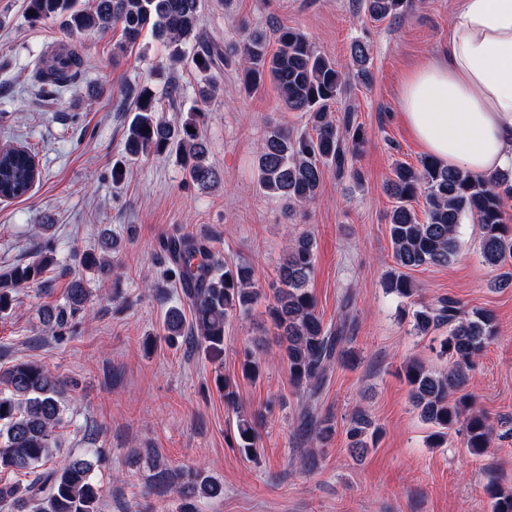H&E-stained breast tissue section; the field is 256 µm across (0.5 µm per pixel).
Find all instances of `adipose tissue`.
<instances>
[{"label": "adipose tissue", "mask_w": 512, "mask_h": 512, "mask_svg": "<svg viewBox=\"0 0 512 512\" xmlns=\"http://www.w3.org/2000/svg\"><path fill=\"white\" fill-rule=\"evenodd\" d=\"M400 105L440 163L483 175L512 170V0H462L445 59L406 75Z\"/></svg>", "instance_id": "adipose-tissue-1"}]
</instances>
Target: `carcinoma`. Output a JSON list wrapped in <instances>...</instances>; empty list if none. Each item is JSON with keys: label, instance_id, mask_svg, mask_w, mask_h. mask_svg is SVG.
<instances>
[{"label": "carcinoma", "instance_id": "carcinoma-1", "mask_svg": "<svg viewBox=\"0 0 512 512\" xmlns=\"http://www.w3.org/2000/svg\"><path fill=\"white\" fill-rule=\"evenodd\" d=\"M375 21L400 12L403 0H364ZM27 19L32 25L60 21L72 34H107L121 29L116 53L135 45L146 33L161 39L173 63L190 61L204 74L198 90L200 101L214 98L217 81L212 70L223 56L219 45L201 30L203 0H94L86 7L81 0H27ZM279 49L270 52L266 35L243 29L238 39L225 47L240 57L239 80L250 94L266 83L279 91L283 106L308 118L309 133L294 135L270 127L261 137L257 171L259 184L268 194L285 202L289 210L310 205L323 183L326 170L345 172L348 159L360 150L365 131L359 125H336L331 105L351 88L350 73L318 52L307 35L293 27L277 30ZM367 48L353 44L351 57L357 76L368 80ZM83 59L74 52H58L42 60L27 80L53 98L75 83ZM128 111L134 113L126 135L129 158L161 159L176 152L182 161L186 183L212 188L220 180L207 162V148L200 133L206 113L193 108L182 122L172 124L160 115L155 91L142 86L131 90ZM194 132H189L188 128ZM28 147L18 152H0V193L7 199L22 198L41 180ZM393 205L388 213L389 237L398 270L389 273L384 288L402 299L418 292L404 270L424 265L446 266L458 255L459 224L466 217L480 227V253L486 265L501 271L496 284L512 283V172L474 175L450 169L431 157L419 165L399 163L386 181ZM424 199L422 214L413 202ZM118 239L108 235L101 251L74 253L78 265L102 279L112 276ZM172 257L167 276L179 284L191 312V323L177 307L164 316V339L174 344L189 333L196 347L216 359L224 353V327L231 314L246 313L259 297L253 268L246 263L220 264L209 242L188 234L174 233L161 243ZM315 239L299 234L286 247L278 267L279 283L267 306L276 336L280 360L287 365L288 380L301 400L297 432L305 442L324 444L336 431L327 416L318 411L324 386L333 364L348 360L346 316L336 325L324 326L314 296L307 288L315 266ZM55 264L52 239L46 237L32 260L0 275V316H7L17 301L18 289L42 283ZM90 291L78 278L70 282L65 303L43 307L40 316L51 332L64 336L74 332L87 314ZM413 330L425 336L441 327L448 334L439 341V354L451 361L448 372H438L419 361L404 365L410 398L423 421L434 427L429 435L434 447H443L452 432L463 437L469 452L482 455L491 448L493 429L486 414L464 392L468 371L497 334L494 316L487 311L468 317L458 303L440 299L432 306L414 310ZM242 376L254 381L262 374V361L248 346L243 349ZM67 382L43 365L19 360L0 373V512H101L102 492L96 471L107 460L103 448H89L84 458H69L56 466L46 464L61 450L59 431L73 420L74 410L65 404ZM258 418L237 412L233 439L238 450L252 458L257 453ZM376 434L374 423L362 410L356 411L346 428L351 451L368 449ZM154 486L164 489L178 483L185 497L200 501L224 495V486L196 471L174 473L153 464ZM491 512H512V490L496 484L484 488Z\"/></svg>", "mask_w": 512, "mask_h": 512}]
</instances>
